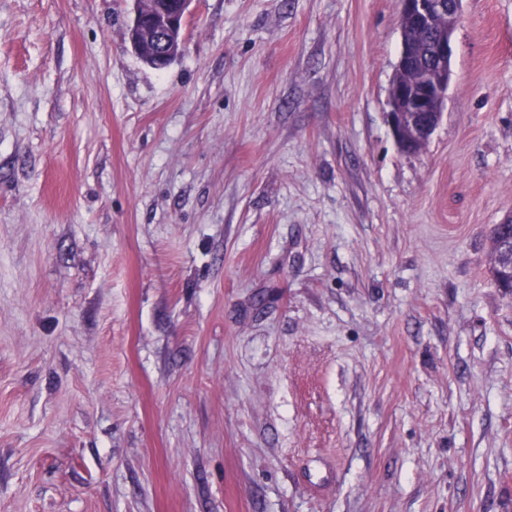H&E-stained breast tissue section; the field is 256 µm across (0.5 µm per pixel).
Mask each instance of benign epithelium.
<instances>
[{"instance_id":"obj_1","label":"benign epithelium","mask_w":512,"mask_h":512,"mask_svg":"<svg viewBox=\"0 0 512 512\" xmlns=\"http://www.w3.org/2000/svg\"><path fill=\"white\" fill-rule=\"evenodd\" d=\"M134 18L129 40L136 45L142 26L151 23L147 0H133ZM192 0H179L174 13H162V28L154 43L159 60L167 59L169 34L181 35ZM463 0H400L401 32L412 28L414 36L402 39L389 105L393 135L400 149L416 152L437 128L451 81L452 33L462 15Z\"/></svg>"}]
</instances>
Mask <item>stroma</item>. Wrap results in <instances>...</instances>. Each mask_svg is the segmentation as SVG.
<instances>
[{
	"instance_id": "stroma-1",
	"label": "stroma",
	"mask_w": 512,
	"mask_h": 512,
	"mask_svg": "<svg viewBox=\"0 0 512 512\" xmlns=\"http://www.w3.org/2000/svg\"><path fill=\"white\" fill-rule=\"evenodd\" d=\"M0 0V512H512V0L399 150V0ZM179 4L177 10L174 13L168 14L162 12V28L158 30L154 43L156 49V55L160 61H166L167 54V34H176L181 38L179 52L183 48L182 30L184 27L185 19L187 17L189 6L192 0H178ZM498 227L494 232L490 231V242L493 255V267L491 274L495 284L499 288H508L501 286L500 280L509 265H512V222L510 224H495Z\"/></svg>"
}]
</instances>
